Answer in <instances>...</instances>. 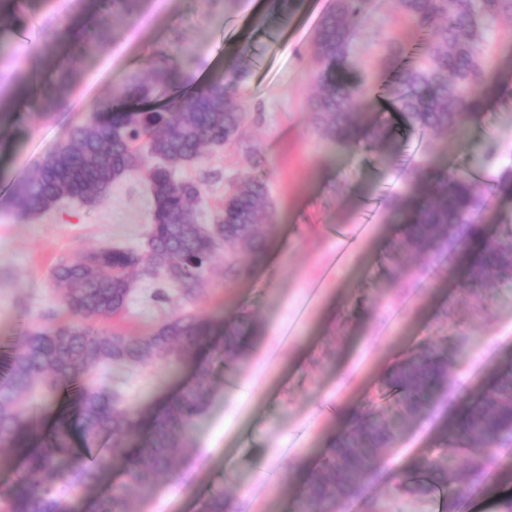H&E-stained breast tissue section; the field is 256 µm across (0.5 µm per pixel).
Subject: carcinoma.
<instances>
[{"label": "carcinoma", "mask_w": 512, "mask_h": 512, "mask_svg": "<svg viewBox=\"0 0 512 512\" xmlns=\"http://www.w3.org/2000/svg\"><path fill=\"white\" fill-rule=\"evenodd\" d=\"M143 0H104L114 16L131 17ZM401 11L422 36L412 46L392 40L382 66L390 75L389 94L395 110L412 129L461 136L484 120L494 83L485 61V32L499 18L512 21V0H398ZM367 0H336L312 40L317 90L310 109L322 135L339 144L366 141L381 155L393 147L391 128L368 122L360 108L366 88L347 78L353 67L355 39L369 27ZM59 71L55 88L44 94L38 112L60 110L79 76L76 57ZM190 55L153 67L151 77H134L115 91L103 108L117 114L111 121L93 115L73 127L58 148L38 168L14 184L12 201L22 216L47 211L65 198L96 202L112 183L128 174L143 173L150 185L153 216L149 237L152 251L100 248L57 265L53 277L57 300L71 320L55 326L26 325L0 371V447L23 455V470L3 512H70L62 461L74 474L72 490H84L112 468L125 464L128 484L149 494L172 476L175 455L194 447V430L216 393L209 371L200 369L196 382L164 412L143 413L129 406L121 392L100 388L92 379L101 366L137 367L150 361L165 364L192 359L204 346L232 361L242 360L250 345L252 318L247 313L206 320L177 314L150 332L128 336L107 332L94 322L123 312L135 288L138 271L175 284L191 295L204 287L218 248H224V279L246 273L236 258L244 246L263 258L273 227L274 205L265 180L245 175L224 193L221 213L212 224L193 218L200 185L179 179L165 159L191 163L202 149L245 140V113L240 103L242 70L236 66L224 78L198 87L161 110H135L126 102L147 98L154 85L182 80ZM420 190L418 198L398 195L393 217L404 225L396 252L426 255L438 263L452 257L448 244L470 247L482 237L481 216L489 205L482 183L472 174L433 173L423 158L407 172ZM470 281L488 285L512 281V224L501 238L484 243L470 266ZM448 351L435 347L400 360L385 386L394 396L386 412L374 401L354 417L350 428L333 439L321 462L308 471L305 487L294 501V512H336L360 497L375 477L384 449L397 440L405 422L427 413L448 394ZM76 389L74 418L62 419L39 436L29 401L36 390L48 399L62 389ZM112 444L102 452L105 433ZM79 438L82 447L72 446ZM38 440L36 448L27 445ZM444 446L456 455L438 460L419 458L402 474L400 493L434 494L451 491L448 512H464L494 477L492 466L512 453V372L500 374L478 398L457 395L454 421L443 434ZM93 512H138L121 490L96 499Z\"/></svg>", "instance_id": "cac0c4a2"}]
</instances>
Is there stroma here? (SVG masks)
<instances>
[{
	"label": "stroma",
	"instance_id": "stroma-1",
	"mask_svg": "<svg viewBox=\"0 0 512 512\" xmlns=\"http://www.w3.org/2000/svg\"><path fill=\"white\" fill-rule=\"evenodd\" d=\"M335 0H296L292 9L272 0H144L139 13L115 19L116 40L85 41L80 80L66 104L40 117L36 104L53 77L49 64L33 66V48L66 23L84 26L95 0H19L23 22L0 27V45L30 64L13 97L15 114L0 125V356L31 323L63 322L55 265L102 247L144 251L152 197L133 174L113 184L94 204L67 200L54 209L19 216L14 183L51 154L68 130L133 75L186 50L194 77L219 78L227 60L246 68L240 98L247 113V144L206 149L179 174L198 181L203 216L217 212L235 178L261 171L276 207L263 261L236 280L224 278L216 252L202 290L184 298L174 285L138 277L124 313L108 322L131 336L148 333L183 311L206 319L250 313L253 337L246 358L227 365L203 352L217 388L194 434V448L179 456L174 477L159 484L139 512H202L223 493L229 512H293V501L330 440L348 428L367 401L389 405L382 392L387 371L405 356L436 346L448 349L449 389L478 394L512 369V283L468 286L470 260L446 266L424 256H395L401 235L386 207L405 192L412 159L426 155L442 171H474L490 182L512 169V22L493 23L489 72L503 86L484 121L459 141L406 126L381 98V59L393 38L416 42L397 0H369L370 28L356 40L351 77L369 94L361 106L371 119L393 124L397 149L383 159L367 148L323 139L310 110L315 63L312 35ZM367 225L344 261L338 235ZM193 362L101 370L103 384L120 389L138 409L161 410L190 384ZM452 407L408 422L384 451V475L341 512H365L367 500L398 512H440L433 499L398 494L396 473L416 458L438 455Z\"/></svg>",
	"mask_w": 512,
	"mask_h": 512
}]
</instances>
